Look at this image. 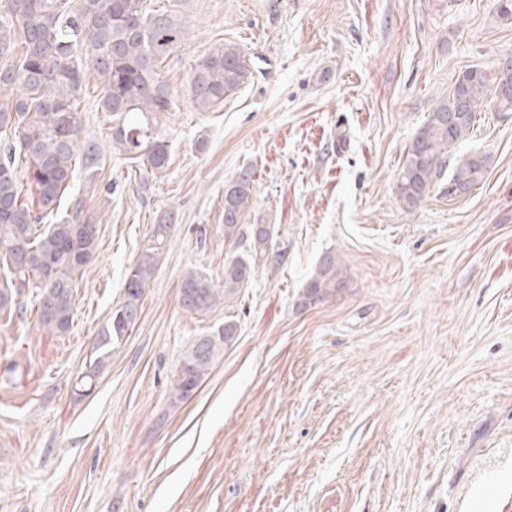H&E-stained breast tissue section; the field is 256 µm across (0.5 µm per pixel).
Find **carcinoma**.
I'll list each match as a JSON object with an SVG mask.
<instances>
[{
	"mask_svg": "<svg viewBox=\"0 0 512 512\" xmlns=\"http://www.w3.org/2000/svg\"><path fill=\"white\" fill-rule=\"evenodd\" d=\"M187 38L184 19L166 11L143 12L142 0H0V133L13 132L0 149V257L11 285L0 289V311L16 306V285H32L41 327L67 332L73 322L76 272L92 259L97 226L76 207L56 224L55 215L69 188L76 165L92 174L102 152L81 140L75 100L84 79V62L76 49H89V65L98 74L100 107L119 117L112 145L135 152L148 171L169 165L166 141L156 132V118L171 111L170 86L158 65ZM251 77L244 49L234 43L216 46L199 61L190 78L195 110L209 112ZM500 112H512V66L500 63L493 77L481 68L458 75L448 97L437 102L410 141L399 169L396 192L411 211L444 176L448 155L465 141L476 114L487 99ZM25 162L32 201L23 199L16 159ZM487 157L473 153L458 164L448 194L471 189L487 171ZM255 175L249 168L235 173L224 189V237L237 250L224 259V277L215 282L187 270L179 289L180 304L207 312L235 298L257 269L276 270L288 259V248L274 241V225L247 224L255 202ZM170 212L156 219L148 247L129 269L119 304L99 338L93 362L78 378L92 386L121 343L135 327V312L146 294L159 256L171 239ZM346 269L333 251L322 255L298 294L299 305L314 306L341 291ZM238 336L234 319L196 337L186 347L171 376V400L184 401L199 387L216 361Z\"/></svg>",
	"mask_w": 512,
	"mask_h": 512,
	"instance_id": "carcinoma-1",
	"label": "carcinoma"
}]
</instances>
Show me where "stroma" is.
I'll return each instance as SVG.
<instances>
[{
  "instance_id": "35a3bbf8",
  "label": "stroma",
  "mask_w": 512,
  "mask_h": 512,
  "mask_svg": "<svg viewBox=\"0 0 512 512\" xmlns=\"http://www.w3.org/2000/svg\"><path fill=\"white\" fill-rule=\"evenodd\" d=\"M498 0H143L188 37L162 65L166 170L112 148L116 116L85 69L77 116L103 153L60 212L96 252L61 335L32 289L0 313V512H512V112L486 105L454 154L489 164L469 192H395L405 150L458 74L512 54ZM242 45L254 77L211 111L190 75ZM252 169L251 223L288 247L230 305L179 302L190 269L222 279L224 187ZM175 224L141 315L94 390L74 385L157 216ZM335 250L345 290L298 307ZM239 324L197 393L170 376L199 334Z\"/></svg>"
}]
</instances>
